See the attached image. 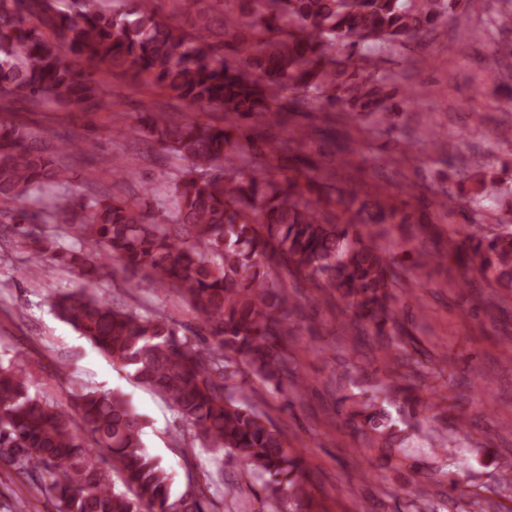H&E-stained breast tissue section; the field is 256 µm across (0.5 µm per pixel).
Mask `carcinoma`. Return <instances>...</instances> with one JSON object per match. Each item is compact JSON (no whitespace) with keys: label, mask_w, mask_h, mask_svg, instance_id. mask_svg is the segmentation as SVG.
I'll return each instance as SVG.
<instances>
[{"label":"carcinoma","mask_w":512,"mask_h":512,"mask_svg":"<svg viewBox=\"0 0 512 512\" xmlns=\"http://www.w3.org/2000/svg\"><path fill=\"white\" fill-rule=\"evenodd\" d=\"M0 0V98L90 108L106 93L82 60L120 68L190 104L224 113L223 124L177 120L160 113L137 119L142 137L187 160L170 186L166 224L147 220L148 198L95 196L81 204L78 241L66 247L55 233L37 232L67 213L52 187L69 179L64 155L90 150L87 138L55 141L17 123H0V231L27 248L29 273L57 260L80 282L59 295L58 317L137 383L170 402L193 440L220 463L238 459L239 484H261L262 505L274 512H329L316 495L306 461L273 419L256 408L246 379L302 397L308 383L288 354L295 330L292 294L283 275L327 291L345 303L352 326L373 336L382 356L375 373L393 372V340L405 335L394 303L397 275L363 231L411 224L408 203L323 194L332 179L297 166L308 127L286 139L267 134L288 124L290 112L339 108L387 121L390 108L376 49L433 29L451 17L465 21L468 0H212L222 5V46L191 35L152 11H108L102 0ZM288 170L292 175L279 177ZM504 193L482 178L469 202ZM33 199L38 210L27 209ZM458 247L423 250L420 265L479 262L485 278L512 288V226L475 229ZM106 253L124 272L171 288L209 329L198 341L180 334L170 316H146L110 305L94 259ZM29 370L0 359V460L37 482L56 512H208L200 489L172 494L171 477L150 455L147 421L119 390L82 386L65 405L31 391ZM435 394L413 396V414L432 410ZM349 427L381 452L405 447L406 436L380 396L341 397ZM117 473L122 487L112 481Z\"/></svg>","instance_id":"1"}]
</instances>
